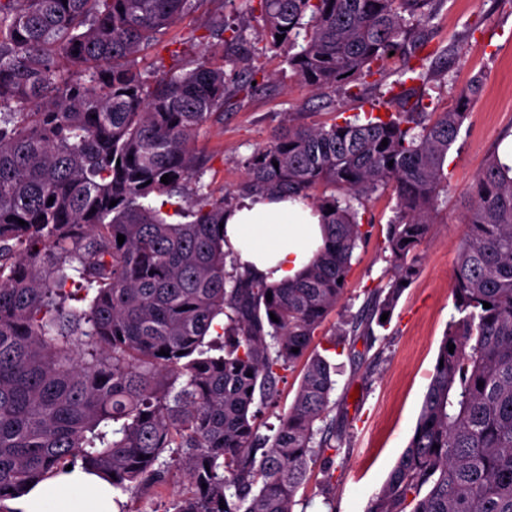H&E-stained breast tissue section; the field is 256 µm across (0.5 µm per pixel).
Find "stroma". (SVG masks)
Returning a JSON list of instances; mask_svg holds the SVG:
<instances>
[{
  "label": "stroma",
  "mask_w": 512,
  "mask_h": 512,
  "mask_svg": "<svg viewBox=\"0 0 512 512\" xmlns=\"http://www.w3.org/2000/svg\"><path fill=\"white\" fill-rule=\"evenodd\" d=\"M217 14L246 26L251 41L263 45L245 65L264 70L268 80L262 89L231 98L201 135L198 149L210 159L202 181L212 191L236 189L245 178L246 160L268 142L286 113L325 123L339 112L386 111L380 87H368L365 98L355 101L303 84L286 62L288 46L265 48L260 13L244 0H200L166 38L179 40ZM426 36L431 47L444 52L426 87L438 110L453 107L459 91L472 82H479L480 91L448 152V202L434 215L418 275L401 294L387 329L355 339L345 333L348 320L361 314L367 289L393 273L383 242L395 195L389 189L376 193L360 210L373 224L372 235L355 251L347 292L311 346L336 367L331 396L336 407L329 417L345 444L311 463L294 512H324L329 506L365 512L407 447L454 313L451 273L464 240L468 192L490 154L512 136V0H442ZM186 489L184 476L171 474L149 494L120 495L121 512H167Z\"/></svg>",
  "instance_id": "obj_1"
}]
</instances>
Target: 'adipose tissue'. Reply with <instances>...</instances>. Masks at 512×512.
<instances>
[{
  "label": "adipose tissue",
  "instance_id": "1",
  "mask_svg": "<svg viewBox=\"0 0 512 512\" xmlns=\"http://www.w3.org/2000/svg\"><path fill=\"white\" fill-rule=\"evenodd\" d=\"M322 245V214L302 198L252 194L224 214L225 249L241 269L270 283L296 279ZM10 506L14 512H117L111 485L78 466Z\"/></svg>",
  "mask_w": 512,
  "mask_h": 512
}]
</instances>
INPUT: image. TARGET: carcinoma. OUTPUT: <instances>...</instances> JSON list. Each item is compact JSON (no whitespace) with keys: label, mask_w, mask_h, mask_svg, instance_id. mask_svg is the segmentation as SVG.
<instances>
[{"label":"carcinoma","mask_w":512,"mask_h":512,"mask_svg":"<svg viewBox=\"0 0 512 512\" xmlns=\"http://www.w3.org/2000/svg\"><path fill=\"white\" fill-rule=\"evenodd\" d=\"M197 2L0 0V512L77 464L136 494L177 468L190 488L173 512H293L309 464L343 445L316 426L333 410V380L308 350L371 236L353 202L396 193L384 241L394 275L370 291L353 336L386 326L378 316L417 276L446 202L448 149L479 83L431 109L426 62L440 51L421 27L442 0H259L269 46L302 40L288 64L314 90L358 98L400 60L396 111L315 125L290 112L239 189L219 196L204 191L197 143L224 111V67L255 46L218 17L169 50L167 31ZM213 36L230 52L186 69ZM158 47L174 64L145 77L135 56ZM320 186L331 194L313 197ZM249 194L303 196L323 213L324 245L297 279L269 284L226 263L219 224ZM466 226L451 279L459 318L366 512H512V166L496 152ZM301 360L288 413L259 434L280 371Z\"/></svg>","instance_id":"carcinoma-1"}]
</instances>
